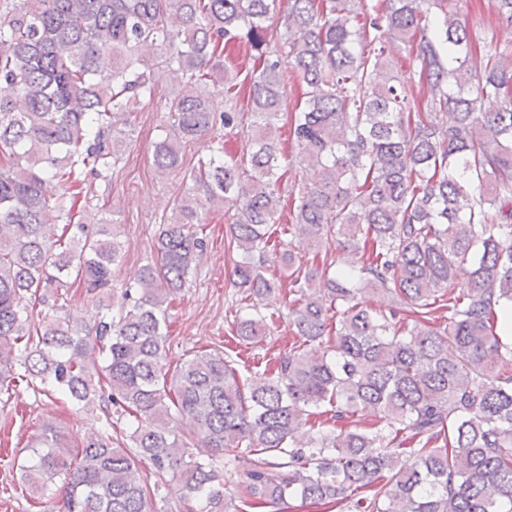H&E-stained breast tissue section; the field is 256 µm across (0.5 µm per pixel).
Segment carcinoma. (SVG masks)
Masks as SVG:
<instances>
[{
  "label": "carcinoma",
  "instance_id": "carcinoma-1",
  "mask_svg": "<svg viewBox=\"0 0 512 512\" xmlns=\"http://www.w3.org/2000/svg\"><path fill=\"white\" fill-rule=\"evenodd\" d=\"M278 2L0 0V391L38 379L46 396L98 402L106 415L80 440L46 425L24 482L39 500L61 480L66 512H160L171 478L200 512H291L296 500L512 512V344L499 333V309L512 304V44L472 49L457 0H288L283 15ZM276 31L305 86L288 114ZM394 42L408 47L406 77L390 71ZM232 43L247 45L250 67H214ZM149 49L184 78L155 143L159 176L218 128L245 144L227 155L220 142L192 166L194 191L116 303V225L88 231L73 211L112 176L117 125L155 93ZM283 116L293 160L278 148ZM296 162L315 179L291 199L293 238L351 254L334 277L325 266L320 294L294 251L279 255L289 324L325 350L294 346L246 377L208 350L170 369V298L206 253L205 202L233 211L228 248L245 301L236 336L257 344L275 325L260 300L279 286L266 255L280 170ZM78 173L91 182L74 194ZM462 265L471 282L459 291ZM72 287L98 299L93 324L70 312ZM364 289L384 305L361 306ZM440 297L448 317L435 329ZM38 306L63 314L36 320ZM110 406L128 418L129 448L113 441ZM355 416L374 422L353 427ZM179 418L194 433H178ZM223 472L237 492L226 501L215 486Z\"/></svg>",
  "mask_w": 512,
  "mask_h": 512
}]
</instances>
